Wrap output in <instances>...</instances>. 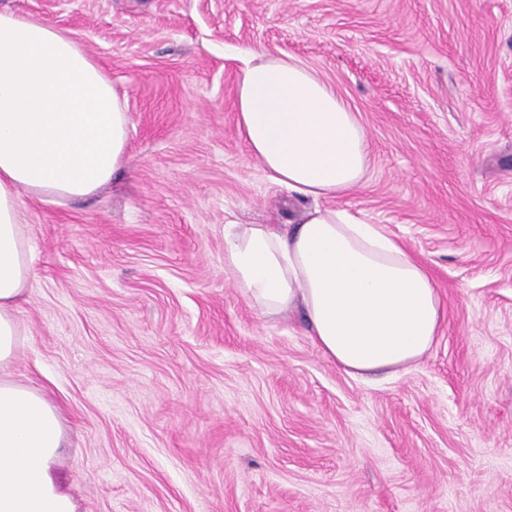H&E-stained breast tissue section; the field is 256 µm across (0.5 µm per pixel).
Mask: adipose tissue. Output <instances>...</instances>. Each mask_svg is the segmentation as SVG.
<instances>
[{"label": "adipose tissue", "mask_w": 512, "mask_h": 512, "mask_svg": "<svg viewBox=\"0 0 512 512\" xmlns=\"http://www.w3.org/2000/svg\"><path fill=\"white\" fill-rule=\"evenodd\" d=\"M247 56L237 127L268 177L314 205L296 224L225 225V270L264 315L300 314L346 373L417 365L445 317L431 277L381 225L335 204L368 173L363 127L300 61ZM129 127L111 80L73 36L0 8V512H80L58 471L60 410L10 372L35 277L21 197L92 195L125 163Z\"/></svg>", "instance_id": "adipose-tissue-1"}]
</instances>
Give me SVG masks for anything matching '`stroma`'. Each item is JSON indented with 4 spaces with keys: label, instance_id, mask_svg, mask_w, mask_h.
I'll list each match as a JSON object with an SVG mask.
<instances>
[{
    "label": "stroma",
    "instance_id": "1",
    "mask_svg": "<svg viewBox=\"0 0 512 512\" xmlns=\"http://www.w3.org/2000/svg\"><path fill=\"white\" fill-rule=\"evenodd\" d=\"M69 32L130 114L98 193L24 198L36 281L11 371L64 411L81 512H512V0H0ZM293 58L370 152L340 207L446 306L422 361L346 373L224 271L285 224L234 112L240 48Z\"/></svg>",
    "mask_w": 512,
    "mask_h": 512
}]
</instances>
